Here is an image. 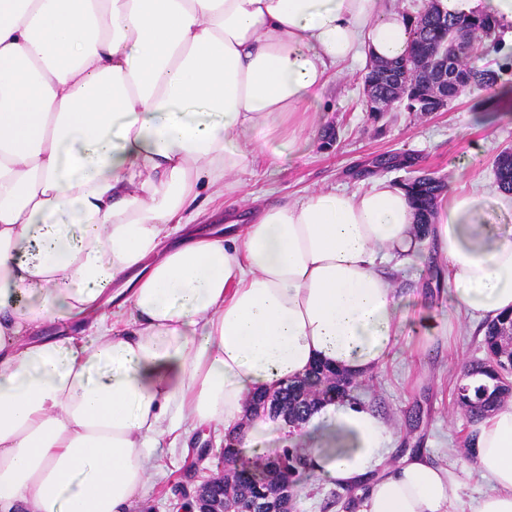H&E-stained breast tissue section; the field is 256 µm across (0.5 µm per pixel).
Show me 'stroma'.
<instances>
[{"instance_id": "1", "label": "stroma", "mask_w": 512, "mask_h": 512, "mask_svg": "<svg viewBox=\"0 0 512 512\" xmlns=\"http://www.w3.org/2000/svg\"><path fill=\"white\" fill-rule=\"evenodd\" d=\"M363 77V67L355 64L332 81L310 114L314 140L292 151L281 169L257 162L235 174L242 193L225 194L219 213L204 212L195 229L224 227L225 217L246 214L272 199L292 201L313 188L364 191L371 181L363 170L384 154H411L419 168L446 179L450 187L497 192L491 162L501 147L512 145V100L488 115L476 106L489 99V92L473 89L442 112L422 115L396 105L375 119ZM328 129L337 139L327 147L322 135ZM446 271L431 239L387 269L401 316L398 338L384 365L363 378L353 398L375 411L385 426L389 464L421 452L436 465L454 466L465 457L474 428L457 405L454 388L461 369L484 356L483 324L457 313ZM430 321L442 333L428 340L424 331ZM223 447V434L207 430L194 432L185 449L161 444L154 453L158 475L132 512H178L185 490L209 477ZM336 493V487L302 476L293 512H345Z\"/></svg>"}]
</instances>
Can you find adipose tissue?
I'll list each match as a JSON object with an SVG mask.
<instances>
[{
    "label": "adipose tissue",
    "instance_id": "ef3b65f1",
    "mask_svg": "<svg viewBox=\"0 0 512 512\" xmlns=\"http://www.w3.org/2000/svg\"><path fill=\"white\" fill-rule=\"evenodd\" d=\"M438 4L512 35V0ZM411 30L378 0H0V512H128L184 425L248 448L255 392L385 362L400 315L384 266L419 245L403 187L313 189L185 231L238 171L281 167L337 67L399 59ZM493 209L512 195L453 190L431 227L457 313L486 320L512 312ZM311 419L308 471L360 512H512V403L454 470L385 465L362 405ZM464 475L484 487L467 503Z\"/></svg>",
    "mask_w": 512,
    "mask_h": 512
}]
</instances>
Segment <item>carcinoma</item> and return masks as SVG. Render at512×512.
Masks as SVG:
<instances>
[{
    "label": "carcinoma",
    "mask_w": 512,
    "mask_h": 512,
    "mask_svg": "<svg viewBox=\"0 0 512 512\" xmlns=\"http://www.w3.org/2000/svg\"><path fill=\"white\" fill-rule=\"evenodd\" d=\"M413 40L409 51L395 61H375L364 76L370 112L377 116L378 104H400L410 112L428 114L436 110L429 98L431 86L441 79V57L450 49L458 50L460 60L448 79V100L452 101L468 89H491L497 86L499 74L493 69L479 68L469 62L476 46L492 41L496 22L488 15L454 18L441 14L437 0L413 21ZM416 158L410 155H388L376 161L381 170L410 167ZM493 172L499 189L512 194V147L503 148L493 161ZM416 211L418 237L429 236L435 216V205L448 192V184L429 173L412 177L403 183ZM485 359L461 371L456 387V402L474 418L499 406L506 391L503 378L512 374V351L507 349L505 335L512 331V318L503 317L483 325ZM357 379L334 369L317 365L300 378L289 380L273 391H260L252 397L249 410L257 413L261 403L270 399L288 413L292 425L307 419L323 402L345 398L357 387ZM224 469L231 483L224 485V497L232 504L246 508L261 491L273 492L283 481L293 484L300 471L306 469L305 455L298 448H287L270 460L260 458L249 469L240 465L239 449L233 443L224 447Z\"/></svg>",
    "instance_id": "obj_1"
}]
</instances>
